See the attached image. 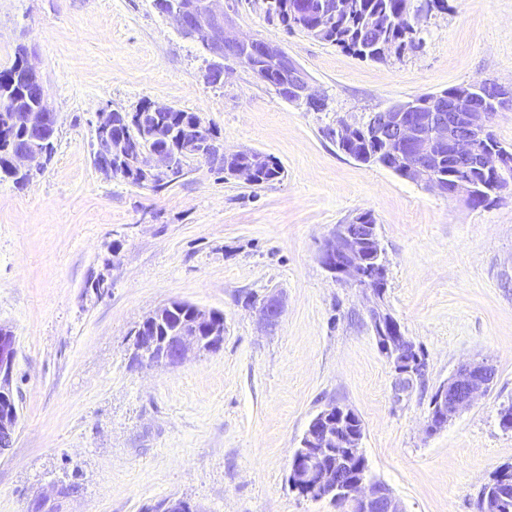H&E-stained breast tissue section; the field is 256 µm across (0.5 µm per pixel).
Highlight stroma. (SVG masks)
<instances>
[{"mask_svg":"<svg viewBox=\"0 0 512 512\" xmlns=\"http://www.w3.org/2000/svg\"><path fill=\"white\" fill-rule=\"evenodd\" d=\"M236 30L280 45L326 99L309 112L228 58L211 61L152 0H0V69L35 54L58 115L55 152L22 188L0 180V325L13 331L18 422L0 452V512H336L288 486L292 456L326 405L354 410L369 472L405 512H474L512 464V187L473 208L341 153L344 119L422 93L512 85V0H447L420 46L364 60L224 0ZM197 113L225 152L275 157L284 174L247 185L202 162L155 192L101 174L93 131L106 107ZM372 214L387 260L385 305L420 348L402 384L361 289L319 254L332 229ZM281 293L274 330L249 298ZM172 300L223 312L224 349L174 367L133 361L134 331ZM485 358L489 391L427 434L431 401L457 367ZM76 493H69V486Z\"/></svg>","mask_w":512,"mask_h":512,"instance_id":"obj_1","label":"stroma"}]
</instances>
